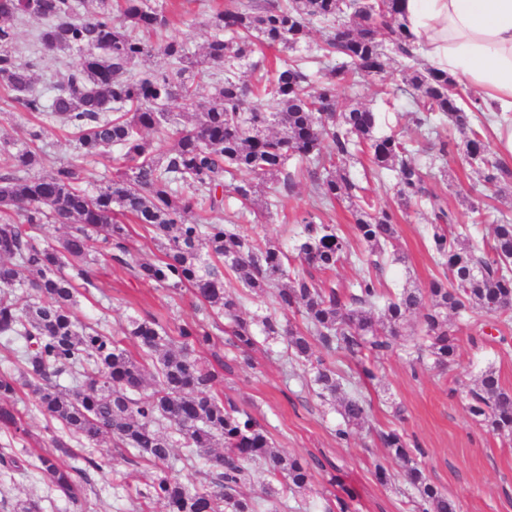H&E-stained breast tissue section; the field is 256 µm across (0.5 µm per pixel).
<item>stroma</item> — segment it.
Listing matches in <instances>:
<instances>
[{
  "label": "stroma",
  "instance_id": "obj_1",
  "mask_svg": "<svg viewBox=\"0 0 512 512\" xmlns=\"http://www.w3.org/2000/svg\"><path fill=\"white\" fill-rule=\"evenodd\" d=\"M232 0H153L164 7L171 19L167 38L183 41L193 51H201L213 31L207 22L217 9ZM15 50L22 58L38 56L42 62L34 76L37 88H44L60 64V55L43 50L37 40L41 25L29 18L15 19ZM394 94L401 114L394 125L402 139L429 147L445 138L459 141V134L449 126L434 130L417 127L409 108V90L402 83L399 64H391L386 73L357 79L339 88L336 109L340 112L366 106L381 110L384 94ZM510 175L502 191L481 194L475 190L476 173L464 149L454 146L448 154L445 171L426 170L430 190L444 197L459 221L467 222L473 208L486 214L487 223L478 233H492L491 220L512 219V161H506ZM358 195L371 198L379 207L397 211L393 183L377 179L369 156L359 155L345 165ZM319 221L334 224L348 240H355L356 226L350 199L321 205L309 175H301L292 192L280 196L269 212L248 214L255 235L272 242L284 251L294 252L299 241V219L307 213ZM433 222L430 213L412 210L399 214L398 248L400 260L388 261L381 280L385 288L426 287L441 276L425 232ZM93 288L78 298L75 313L86 324L100 323L115 336L123 335L131 320L157 316L166 329H174L192 314L190 294L169 295L158 286L136 279L124 267L110 259H102L95 269ZM508 344L491 341L472 343L469 328L458 334V356L451 367L438 373L418 364H410L402 352H394L377 364L376 377L361 379L360 367L354 360L343 358L340 368L347 376L360 379L359 389L371 410V419L363 429L353 433L349 445L339 444L335 429L340 417L330 402L317 397L313 385L302 382L291 373L289 358L281 343L259 341L251 353L250 363L235 361L226 342L206 351L213 367L222 371L221 389L239 407L248 410L285 453L314 462V478L310 489L289 497L293 512H324L329 496L330 480L345 485L351 492V512H410L417 496L416 489L400 475V466L387 457L377 435L392 429L417 441L425 450L418 465L434 485L443 488L459 504V512H512V441L489 433L474 421L467 411L465 388L471 387L481 370L491 367L502 384L512 389V324L504 328ZM23 425L29 437L21 457L23 470L0 477V498L6 502L33 498L39 500L42 512H69L70 506L57 492L41 480L36 464L48 450L52 435L59 425L46 419L29 399L17 402ZM382 464L392 476L389 485H381L375 475V464ZM86 512H165L163 504L144 501L134 509L124 496L114 493L109 480L93 474L86 491Z\"/></svg>",
  "mask_w": 512,
  "mask_h": 512
}]
</instances>
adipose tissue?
I'll return each mask as SVG.
<instances>
[{
  "instance_id": "obj_1",
  "label": "adipose tissue",
  "mask_w": 512,
  "mask_h": 512,
  "mask_svg": "<svg viewBox=\"0 0 512 512\" xmlns=\"http://www.w3.org/2000/svg\"><path fill=\"white\" fill-rule=\"evenodd\" d=\"M421 56L479 93L498 152L512 155V0H404Z\"/></svg>"
}]
</instances>
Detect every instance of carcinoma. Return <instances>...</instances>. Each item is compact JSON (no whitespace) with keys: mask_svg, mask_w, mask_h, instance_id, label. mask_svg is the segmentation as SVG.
Segmentation results:
<instances>
[{"mask_svg":"<svg viewBox=\"0 0 512 512\" xmlns=\"http://www.w3.org/2000/svg\"><path fill=\"white\" fill-rule=\"evenodd\" d=\"M402 0L369 4L365 0H284L265 7L239 0L210 20L213 35L197 55L177 39L160 47L145 35L170 25L167 13L145 7L141 0H97V8L79 14L74 0H0V90L4 102L32 122L26 141H0V337L23 341L21 374H0V429L12 432V448L25 441L8 405L22 387L29 388L36 409L62 425L51 450L39 457L46 484L82 509L88 470L112 467L90 451L110 441L150 462L155 473L145 488H134L120 476L113 489L134 500H159L167 512H280L286 503L279 489L305 490L313 479L311 463L276 448L253 416L218 394L220 373L201 361L197 351L216 345L205 318L228 320L229 345L242 361L250 359L257 334L280 339L291 359L306 367L321 398L336 397L348 379L336 356L357 359L372 380L367 363L394 350H404L422 363L428 358L443 367L456 357L459 318L484 311L512 320V223L502 218L492 238L475 239L470 228L456 223L444 201L426 187L420 165L394 131L379 132L380 113L366 107L336 112L337 89L355 76H378L393 61L391 47L404 63L402 82L417 92L414 121L432 128L450 121L464 135L467 156L477 159L483 185L493 189L505 169L487 157V118L461 97L457 82L421 62L402 17ZM29 16L43 21L38 41L52 53H76L56 71L50 97L34 88V64L14 53L12 20ZM328 26L318 45L321 71L308 73L301 59L276 71L272 78L245 83L237 75L257 45L294 49L307 42L308 24ZM160 51L170 62L167 72H136L134 67ZM224 73L204 103L197 101L198 74ZM190 114L164 128L172 103ZM54 119L76 142V154L60 161L43 177L31 170L43 163L45 120ZM165 129L172 149L158 154L145 131ZM120 150L112 176L88 189L85 164ZM369 148L379 171L395 181L398 207L424 205L436 224L429 236L438 263L448 270L424 289L382 291L378 273L391 257L397 238L395 214L368 198L356 204V229L366 252H357L330 224L312 215L302 224L296 260L309 269L326 271L351 258L366 265L356 291L343 297L338 288L311 272L291 273L292 260L281 248L261 244L248 224H224V192L236 194L256 212L257 180L276 181V191L294 186L299 169L293 159L323 169L316 191L324 204L353 196L355 184L340 166ZM71 225L53 244L43 236L51 221ZM137 224L160 240L162 255L153 262L129 261L130 225ZM110 258L133 270L136 278L172 292L188 289L194 316L172 336L157 319L130 321L137 359L101 325L81 323L74 309L80 288L94 286L93 267ZM241 288L255 294L273 289V311L245 320L240 302L226 291L224 269ZM26 271L29 276L21 277ZM299 314L304 327L287 316ZM420 318V336L402 342L401 328L413 315ZM319 340L326 356H317ZM154 367L146 388V362ZM63 374L80 376L83 384L57 383ZM467 409L490 433L512 438V390L492 368L481 372L467 391ZM341 422L336 439L350 440L352 429L368 422L369 405L352 391L337 409ZM83 447V465H67L75 457L69 439ZM380 441L401 463L416 488L418 512H457L454 498L429 483L418 468L424 454L397 430L382 432ZM185 448L174 457V443ZM195 458L209 468L206 482L189 483L177 463ZM265 466L271 478L260 494L247 496L253 467Z\"/></svg>","mask_w":512,"mask_h":512,"instance_id":"cac0c4a2","label":"carcinoma"}]
</instances>
